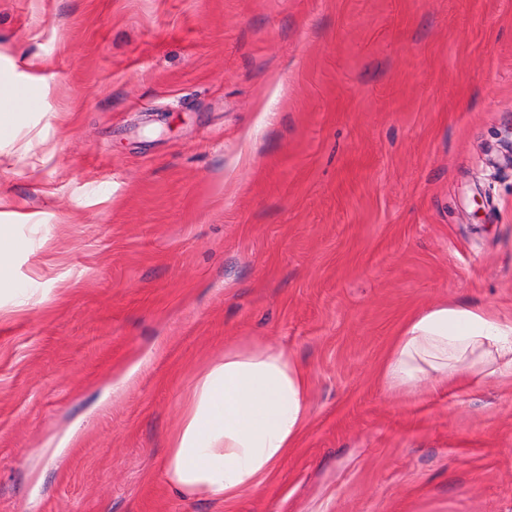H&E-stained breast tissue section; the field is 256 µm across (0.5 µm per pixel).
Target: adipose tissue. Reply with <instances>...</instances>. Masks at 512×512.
<instances>
[{
	"mask_svg": "<svg viewBox=\"0 0 512 512\" xmlns=\"http://www.w3.org/2000/svg\"><path fill=\"white\" fill-rule=\"evenodd\" d=\"M473 374L512 380V317L472 302L412 314L379 367L384 388L408 396ZM310 416L308 372L294 355L259 342L227 346L185 394L167 438L164 482L184 499L233 503L272 477Z\"/></svg>",
	"mask_w": 512,
	"mask_h": 512,
	"instance_id": "obj_1",
	"label": "adipose tissue"
}]
</instances>
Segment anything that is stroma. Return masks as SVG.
Segmentation results:
<instances>
[{
    "label": "stroma",
    "mask_w": 512,
    "mask_h": 512,
    "mask_svg": "<svg viewBox=\"0 0 512 512\" xmlns=\"http://www.w3.org/2000/svg\"><path fill=\"white\" fill-rule=\"evenodd\" d=\"M0 115V512H512V383L379 379L419 309L512 316V0H0ZM245 339L310 423L176 498L182 396Z\"/></svg>",
    "instance_id": "1"
}]
</instances>
